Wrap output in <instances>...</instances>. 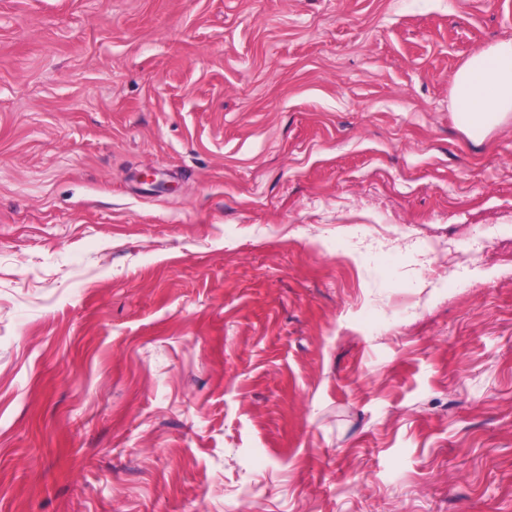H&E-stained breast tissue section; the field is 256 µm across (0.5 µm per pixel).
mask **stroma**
Masks as SVG:
<instances>
[{
    "instance_id": "1",
    "label": "stroma",
    "mask_w": 512,
    "mask_h": 512,
    "mask_svg": "<svg viewBox=\"0 0 512 512\" xmlns=\"http://www.w3.org/2000/svg\"><path fill=\"white\" fill-rule=\"evenodd\" d=\"M512 0H0V512H512ZM451 104L462 129L474 140L512 123V39L469 56L454 76Z\"/></svg>"
}]
</instances>
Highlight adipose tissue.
Instances as JSON below:
<instances>
[{"label":"adipose tissue","mask_w":512,"mask_h":512,"mask_svg":"<svg viewBox=\"0 0 512 512\" xmlns=\"http://www.w3.org/2000/svg\"><path fill=\"white\" fill-rule=\"evenodd\" d=\"M451 104L462 129L475 140L512 122V39L469 56L454 76Z\"/></svg>","instance_id":"obj_1"}]
</instances>
